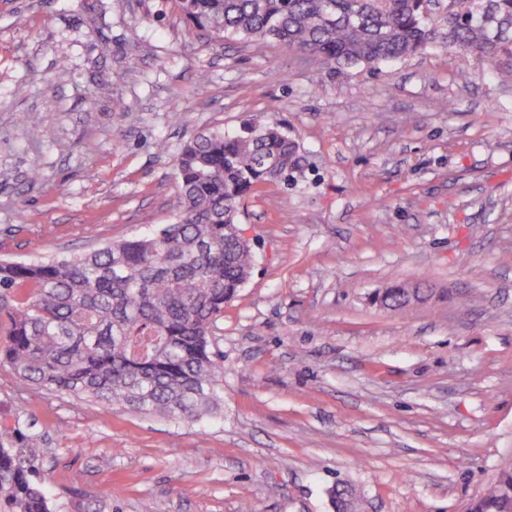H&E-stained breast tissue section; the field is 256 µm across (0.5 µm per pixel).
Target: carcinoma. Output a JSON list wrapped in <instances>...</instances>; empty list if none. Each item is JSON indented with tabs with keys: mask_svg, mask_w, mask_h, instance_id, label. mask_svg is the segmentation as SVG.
<instances>
[{
	"mask_svg": "<svg viewBox=\"0 0 512 512\" xmlns=\"http://www.w3.org/2000/svg\"><path fill=\"white\" fill-rule=\"evenodd\" d=\"M195 26L224 38L274 40L328 73L377 69L443 46L512 80V0H175ZM180 210L162 229L66 257L0 260L8 339L0 365L24 382L104 406L173 419L221 416L224 360L213 351L229 302L249 279L239 206L260 185L303 170L296 141L271 122L194 137L176 159ZM405 288L378 301L407 305ZM35 456L0 432V512H53L34 481ZM338 512H356L343 483ZM467 512H512V466Z\"/></svg>",
	"mask_w": 512,
	"mask_h": 512,
	"instance_id": "obj_1",
	"label": "carcinoma"
}]
</instances>
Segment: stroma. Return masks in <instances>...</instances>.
I'll return each instance as SVG.
<instances>
[{
    "mask_svg": "<svg viewBox=\"0 0 512 512\" xmlns=\"http://www.w3.org/2000/svg\"><path fill=\"white\" fill-rule=\"evenodd\" d=\"M267 116L304 173L241 205L254 261L216 335L221 418L0 366V430L35 449L54 512H333L337 482L362 512H464L512 463V82L470 55L332 76L173 0H0V258L160 229L180 148ZM396 284L427 296L375 304Z\"/></svg>",
    "mask_w": 512,
    "mask_h": 512,
    "instance_id": "obj_1",
    "label": "stroma"
}]
</instances>
